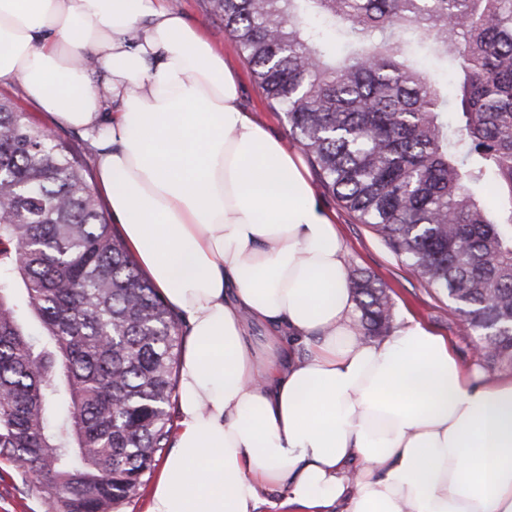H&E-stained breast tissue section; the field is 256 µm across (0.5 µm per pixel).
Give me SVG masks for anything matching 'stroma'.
I'll return each mask as SVG.
<instances>
[{
  "mask_svg": "<svg viewBox=\"0 0 512 512\" xmlns=\"http://www.w3.org/2000/svg\"><path fill=\"white\" fill-rule=\"evenodd\" d=\"M166 3L181 13L191 25L204 30L223 51L225 61L234 68L242 86V106L245 112L272 136L289 141L286 118L282 112L268 106L247 62L225 30L223 21L209 11L207 0H166ZM0 95L11 98L33 123L51 128L57 137L73 145L87 171L89 183L97 184L94 151L80 130L55 125L50 115L26 96L20 83L1 84ZM316 195L333 214L338 230L348 246L350 273H363L385 282L389 287L388 295L394 316L411 315L437 335L448 338L455 347L461 365L469 366L474 356L475 341L459 334L458 317L447 295L420 280L377 233L369 225L360 223L331 191L320 187ZM0 512H43L39 498L28 492L20 468L1 459Z\"/></svg>",
  "mask_w": 512,
  "mask_h": 512,
  "instance_id": "1",
  "label": "stroma"
}]
</instances>
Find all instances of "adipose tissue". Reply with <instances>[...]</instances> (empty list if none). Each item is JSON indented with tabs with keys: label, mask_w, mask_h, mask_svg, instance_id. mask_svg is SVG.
Segmentation results:
<instances>
[{
	"label": "adipose tissue",
	"mask_w": 512,
	"mask_h": 512,
	"mask_svg": "<svg viewBox=\"0 0 512 512\" xmlns=\"http://www.w3.org/2000/svg\"><path fill=\"white\" fill-rule=\"evenodd\" d=\"M14 81L89 137L129 249L184 323L146 512H512V378L463 368L408 316L363 339L332 213L200 28L164 0H0Z\"/></svg>",
	"instance_id": "adipose-tissue-1"
}]
</instances>
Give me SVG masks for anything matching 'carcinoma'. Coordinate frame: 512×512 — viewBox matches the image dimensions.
Instances as JSON below:
<instances>
[{"mask_svg": "<svg viewBox=\"0 0 512 512\" xmlns=\"http://www.w3.org/2000/svg\"><path fill=\"white\" fill-rule=\"evenodd\" d=\"M209 5L322 186L512 365V0ZM348 287L364 338L390 335L386 288ZM178 339L70 146L0 98V459L45 512L139 494L171 444Z\"/></svg>", "mask_w": 512, "mask_h": 512, "instance_id": "1", "label": "carcinoma"}]
</instances>
